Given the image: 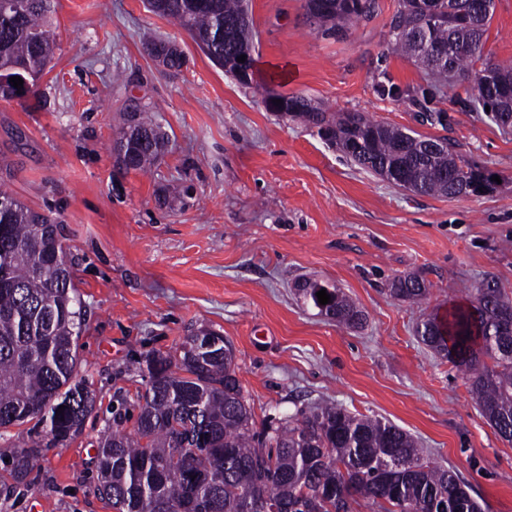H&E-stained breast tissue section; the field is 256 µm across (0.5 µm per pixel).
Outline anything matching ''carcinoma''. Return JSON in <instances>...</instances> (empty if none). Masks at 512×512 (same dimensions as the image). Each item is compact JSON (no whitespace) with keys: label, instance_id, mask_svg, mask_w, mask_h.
<instances>
[{"label":"carcinoma","instance_id":"1","mask_svg":"<svg viewBox=\"0 0 512 512\" xmlns=\"http://www.w3.org/2000/svg\"><path fill=\"white\" fill-rule=\"evenodd\" d=\"M149 9L187 31L200 49L240 84L237 57L254 49L245 0H148ZM448 15L432 25L418 0H401L387 48L429 71L475 86L474 97L493 120L512 128V62L482 64L469 47L484 40L495 0H433ZM52 0H0V99L19 97L9 78L36 85L56 41L49 21ZM373 0H306L307 18L325 36H336L367 17ZM451 46L443 63L431 61L423 43ZM148 51L169 69L184 64L174 45L153 42ZM275 109L317 129V134L362 168L396 186L428 196L491 191L488 171L459 155L450 143L379 122L364 112L331 114L308 97L273 94ZM168 137L146 112L128 113L115 140L124 169L146 172L164 156ZM14 287L0 286V439L8 428L32 420L45 436L65 445L79 436L96 409L80 357L85 305L71 246L59 224L0 189V270ZM484 301L443 320L427 317L422 342L467 376L469 392L498 435L512 443V297L493 278L481 282ZM326 289L330 303L318 302ZM303 304L347 327L365 314L335 285L304 279ZM398 299L418 303L427 285L417 275L396 278ZM224 336L202 328L176 356L150 352L140 373L145 382L134 432L113 418L97 441V490L114 512H352L362 499L376 512H482L470 485L455 471L425 457L418 441L377 418L358 417L324 403L253 429L251 407ZM64 411H59V406ZM3 463L10 491L29 483L41 443L17 433ZM195 481H190V476Z\"/></svg>","mask_w":512,"mask_h":512}]
</instances>
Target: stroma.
<instances>
[{
    "instance_id": "obj_1",
    "label": "stroma",
    "mask_w": 512,
    "mask_h": 512,
    "mask_svg": "<svg viewBox=\"0 0 512 512\" xmlns=\"http://www.w3.org/2000/svg\"><path fill=\"white\" fill-rule=\"evenodd\" d=\"M55 2L52 62L33 91L0 100V187L70 240L97 414L69 445H43L28 488L0 496V512H113L96 489L98 434L116 411L133 429L137 357L175 353L204 327L232 344L256 424L334 401L416 435L484 512H512V444L481 415L463 372L416 335L428 315L468 305L485 277L512 294V131L474 111L469 84L436 88L388 53L399 0H375L370 19L337 37L310 27L305 0H248V86L145 0ZM495 4L485 57L512 59V0ZM159 37L183 50L180 69L148 55ZM270 91L447 138L501 182L453 198L394 186L267 110ZM137 108L155 111L170 138L148 173L124 172L112 156ZM436 112L444 123L427 122ZM184 183L194 193L182 204L171 194ZM411 273L428 287L419 306L389 291ZM304 278L336 284L365 311L364 327L304 307L294 291Z\"/></svg>"
}]
</instances>
